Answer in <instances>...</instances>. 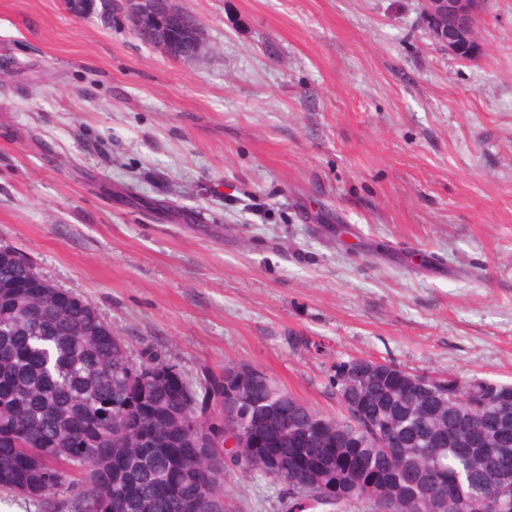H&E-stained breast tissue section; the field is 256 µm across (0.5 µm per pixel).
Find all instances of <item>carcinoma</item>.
<instances>
[{"label": "carcinoma", "mask_w": 512, "mask_h": 512, "mask_svg": "<svg viewBox=\"0 0 512 512\" xmlns=\"http://www.w3.org/2000/svg\"><path fill=\"white\" fill-rule=\"evenodd\" d=\"M342 414L330 437L312 432L322 415L276 380L250 391L255 418L288 420L301 433L294 448L268 438L262 456L230 461L265 476L294 465L316 466L326 478L386 512L398 488L413 512H434L459 487L463 512H486L512 462V384L486 378L452 384L437 401L405 393L404 372L388 368L365 384L340 383ZM372 398L382 425L402 445L399 462L352 424L353 406ZM224 397L223 381L201 388L147 349L131 359L97 312L74 294L50 287L18 250L0 246V490L46 512H205L199 498L224 508V460H216L177 428L186 412Z\"/></svg>", "instance_id": "obj_1"}]
</instances>
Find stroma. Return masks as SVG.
I'll list each match as a JSON object with an SVG mask.
<instances>
[{"label":"stroma","instance_id":"obj_1","mask_svg":"<svg viewBox=\"0 0 512 512\" xmlns=\"http://www.w3.org/2000/svg\"><path fill=\"white\" fill-rule=\"evenodd\" d=\"M176 3L199 58L0 0V246L196 386L236 363L333 418L353 357L512 383V0L471 60L426 0Z\"/></svg>","mask_w":512,"mask_h":512}]
</instances>
